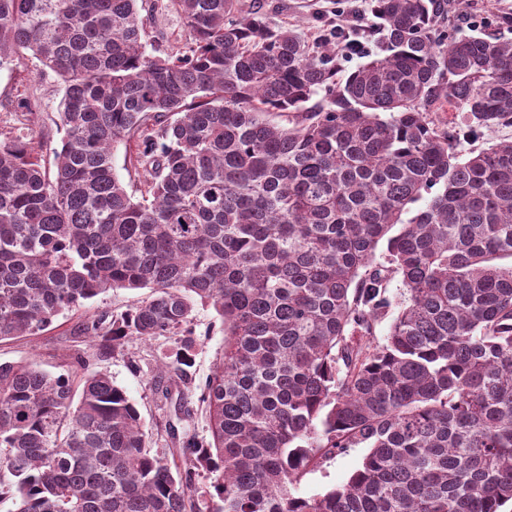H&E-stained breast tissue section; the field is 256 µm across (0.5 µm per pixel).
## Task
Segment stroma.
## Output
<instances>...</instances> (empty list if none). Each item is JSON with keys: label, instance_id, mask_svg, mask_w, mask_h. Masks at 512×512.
I'll list each match as a JSON object with an SVG mask.
<instances>
[{"label": "stroma", "instance_id": "obj_1", "mask_svg": "<svg viewBox=\"0 0 512 512\" xmlns=\"http://www.w3.org/2000/svg\"><path fill=\"white\" fill-rule=\"evenodd\" d=\"M245 4L266 14L273 24H285L313 39L339 30L335 41L345 72H352L378 53L377 37L366 36L362 28L369 18V0H244ZM512 16V0H468L457 19L464 34L496 31L499 16ZM360 50H352L351 42ZM62 85L57 75L41 69L35 60L23 55L0 67V138L18 129L44 130L40 155L45 166H52L54 152L61 147L63 130L56 126ZM146 290L111 289L90 300L79 310L58 316L42 334L26 336L0 344V361H34L43 369L57 373L75 354L92 355L88 336L78 332L83 321L94 319L100 312H122L144 299ZM199 339L194 352L193 377L204 382L219 361L224 345V332L213 311L201 309L195 323ZM174 347L165 336L148 343L134 344L115 352L104 367L113 381L122 387L136 404L142 420L152 434V450L168 454L171 441L165 432L169 404L156 394L157 366ZM364 449L350 448L312 467L296 487L297 495H320L344 483L357 470Z\"/></svg>", "mask_w": 512, "mask_h": 512}]
</instances>
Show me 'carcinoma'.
<instances>
[{"label":"carcinoma","mask_w":512,"mask_h":512,"mask_svg":"<svg viewBox=\"0 0 512 512\" xmlns=\"http://www.w3.org/2000/svg\"><path fill=\"white\" fill-rule=\"evenodd\" d=\"M148 2L0 0V66L24 51L59 77L64 131L51 171L33 130L0 139V341L39 335L109 289L147 288L82 331L99 362L174 339L160 392L183 387L184 422L194 323L210 308L224 330L199 387L211 439L185 433L171 459L151 454L135 403L81 354L59 374L0 363V502L501 512L512 141L462 155L430 113L512 124V40L448 36L444 0H371L383 54L342 76L337 54L240 0H168L185 41L153 55ZM120 143L144 187L115 173ZM394 278L404 300L379 342ZM358 447L346 483L292 493L315 459Z\"/></svg>","instance_id":"1"}]
</instances>
